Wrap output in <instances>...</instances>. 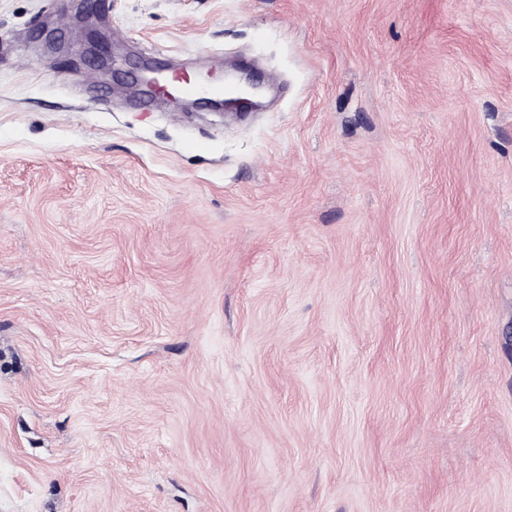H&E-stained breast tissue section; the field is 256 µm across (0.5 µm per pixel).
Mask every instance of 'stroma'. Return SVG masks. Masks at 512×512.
Listing matches in <instances>:
<instances>
[{
  "mask_svg": "<svg viewBox=\"0 0 512 512\" xmlns=\"http://www.w3.org/2000/svg\"><path fill=\"white\" fill-rule=\"evenodd\" d=\"M104 3L0 0V512H512V0ZM228 83L236 88L237 93L235 96L224 99V107L230 110H243L256 104L252 98L256 96L258 87L254 85L242 87L232 81H228Z\"/></svg>",
  "mask_w": 512,
  "mask_h": 512,
  "instance_id": "1",
  "label": "stroma"
}]
</instances>
